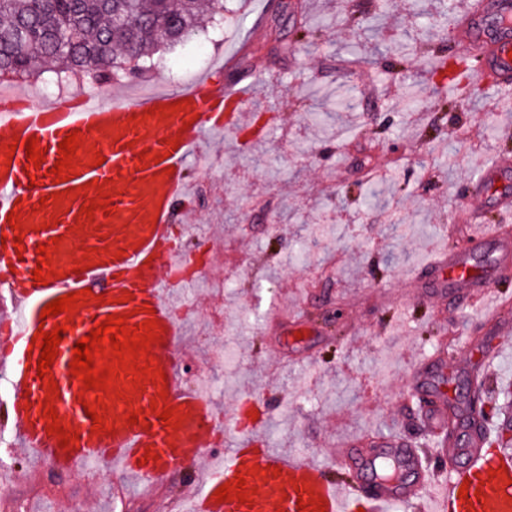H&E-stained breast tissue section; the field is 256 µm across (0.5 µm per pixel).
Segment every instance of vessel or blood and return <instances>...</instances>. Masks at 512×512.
Instances as JSON below:
<instances>
[{
	"instance_id": "vessel-or-blood-1",
	"label": "vessel or blood",
	"mask_w": 512,
	"mask_h": 512,
	"mask_svg": "<svg viewBox=\"0 0 512 512\" xmlns=\"http://www.w3.org/2000/svg\"><path fill=\"white\" fill-rule=\"evenodd\" d=\"M452 28L461 45L481 58L482 68L501 89L512 88V0H456ZM243 89L215 88L206 78L180 90L152 89L133 97L113 93L103 101L80 91L63 102H31L27 96L0 89V273L6 278L11 311L4 322L12 329L0 344V374L11 387V399L0 409V423L15 432L19 447L39 462L64 471L87 464H105L149 484L161 483L179 464L193 463L211 453L221 428L213 402L181 380L173 350L179 334L176 308L168 291L190 285L202 266L173 238L175 205L188 193L186 170L199 153L207 134L234 126L250 140L267 135L266 125L241 119ZM78 133L73 167L66 181H57L52 169L59 145L69 133ZM36 138L45 155L39 170L27 175L24 145ZM104 156L95 164V156ZM111 186L108 208L92 216L82 206L97 199V186ZM469 204L512 212V161L496 158L471 179ZM20 217L12 229L10 212ZM481 241L498 243L487 266L495 272L512 259V243L499 239L495 226H486ZM49 249L53 270L46 285L35 284L32 274L40 256L38 246ZM474 258L462 252L443 253L429 265L447 275L449 285L474 287ZM90 289L73 313L42 318L53 300ZM125 317L128 328L152 319L156 339L137 363L150 375L135 378L120 371L112 392L85 388L73 376L71 362L76 343L108 316ZM66 331L50 372L58 388L46 400L48 386L37 374L40 347L36 330ZM104 400L101 415L105 430L93 431L85 403ZM54 406L56 418L45 409ZM171 408L173 424H163L156 411ZM136 414L129 423L128 414ZM59 421L74 442L60 445L47 433ZM428 428L438 435L448 430V402L428 405ZM484 427H473L466 442L448 437L446 447L421 455L403 438H380L367 452L344 449L339 464L357 466L366 490L353 493L336 474L299 455L265 448L247 433L224 456L208 477L202 493L187 481L184 495L193 512H300L298 499L323 500L325 512H385L401 504L420 512H512V455L487 447ZM449 473L444 489L435 477ZM244 478L252 489L250 503L217 502L215 492L226 483ZM467 498H459L461 487Z\"/></svg>"
}]
</instances>
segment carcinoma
<instances>
[{
    "label": "carcinoma",
    "instance_id": "carcinoma-1",
    "mask_svg": "<svg viewBox=\"0 0 512 512\" xmlns=\"http://www.w3.org/2000/svg\"><path fill=\"white\" fill-rule=\"evenodd\" d=\"M201 0H0V74L73 75L103 86L129 53L149 69L198 31ZM49 61L53 68L37 71Z\"/></svg>",
    "mask_w": 512,
    "mask_h": 512
}]
</instances>
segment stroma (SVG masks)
<instances>
[{
    "label": "stroma",
    "instance_id": "obj_1",
    "mask_svg": "<svg viewBox=\"0 0 512 512\" xmlns=\"http://www.w3.org/2000/svg\"><path fill=\"white\" fill-rule=\"evenodd\" d=\"M453 2L272 0L261 16L257 0H228L224 38L193 70L252 86L244 109L265 114L271 134L251 144L226 131L189 165L183 244L210 267L171 294L189 310L176 344L184 377L213 385L228 415L253 400L271 448L320 465L370 435L430 450L429 399L449 395L465 428L473 387L512 389V338L483 319L478 289L424 269L497 222L491 211L455 217L478 170L512 158V91L442 86L424 63L452 51ZM305 16L311 37L282 53ZM445 97L454 104L443 110ZM0 463V512L19 497L43 512L184 508V467L150 490L107 467L35 465L5 433Z\"/></svg>",
    "mask_w": 512,
    "mask_h": 512
}]
</instances>
